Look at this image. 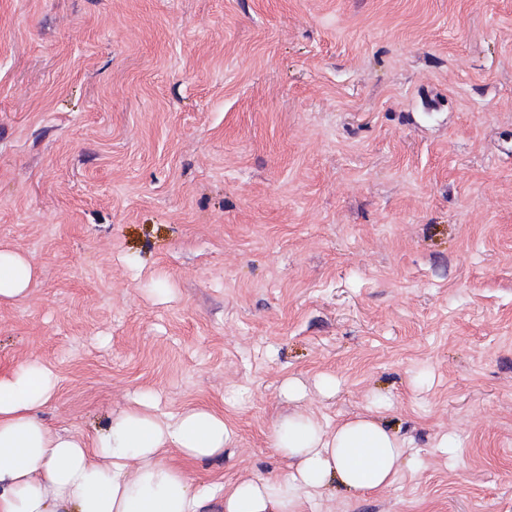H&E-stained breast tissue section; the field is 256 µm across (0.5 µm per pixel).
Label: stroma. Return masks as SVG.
Instances as JSON below:
<instances>
[{"label": "stroma", "instance_id": "stroma-1", "mask_svg": "<svg viewBox=\"0 0 512 512\" xmlns=\"http://www.w3.org/2000/svg\"><path fill=\"white\" fill-rule=\"evenodd\" d=\"M0 245L52 430L223 411L228 490L369 409L397 481L305 512H512V0H0ZM34 278L33 265L25 255L0 247V303H11L25 297Z\"/></svg>", "mask_w": 512, "mask_h": 512}]
</instances>
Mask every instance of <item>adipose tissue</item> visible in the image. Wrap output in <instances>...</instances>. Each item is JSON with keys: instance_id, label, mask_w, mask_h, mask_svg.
<instances>
[{"instance_id": "adipose-tissue-1", "label": "adipose tissue", "mask_w": 512, "mask_h": 512, "mask_svg": "<svg viewBox=\"0 0 512 512\" xmlns=\"http://www.w3.org/2000/svg\"><path fill=\"white\" fill-rule=\"evenodd\" d=\"M34 278L25 255L0 247V303L25 297ZM57 387L55 372L38 361L0 375V512H205L213 488L195 484L184 465L235 442L223 412L163 413L146 392L87 439L43 421ZM270 440L286 470L235 484L224 512H300L304 496L332 483L375 492L396 480L405 454L404 441L369 411L329 432L310 417H287ZM172 449L181 464L167 461Z\"/></svg>"}]
</instances>
